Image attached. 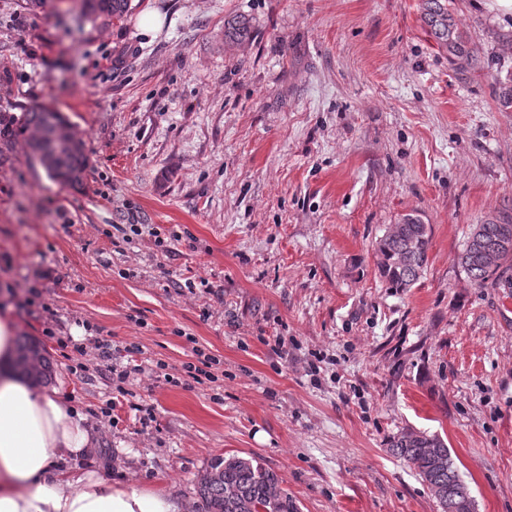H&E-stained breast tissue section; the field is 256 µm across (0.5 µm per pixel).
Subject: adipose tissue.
Instances as JSON below:
<instances>
[{"mask_svg": "<svg viewBox=\"0 0 512 512\" xmlns=\"http://www.w3.org/2000/svg\"><path fill=\"white\" fill-rule=\"evenodd\" d=\"M16 321L0 309V512H186L154 485L113 482L83 468L98 431L57 389L14 367Z\"/></svg>", "mask_w": 512, "mask_h": 512, "instance_id": "ef3b65f1", "label": "adipose tissue"}]
</instances>
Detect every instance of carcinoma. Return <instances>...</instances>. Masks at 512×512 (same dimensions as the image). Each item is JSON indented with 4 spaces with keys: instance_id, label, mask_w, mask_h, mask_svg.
I'll list each match as a JSON object with an SVG mask.
<instances>
[{
    "instance_id": "carcinoma-1",
    "label": "carcinoma",
    "mask_w": 512,
    "mask_h": 512,
    "mask_svg": "<svg viewBox=\"0 0 512 512\" xmlns=\"http://www.w3.org/2000/svg\"><path fill=\"white\" fill-rule=\"evenodd\" d=\"M130 2L81 0V11L88 20L105 23L123 18L130 10ZM422 16L451 54L474 59V50L466 48L454 37L447 0H422ZM251 34V25L244 19H234L224 29L225 40L237 44L250 40ZM69 126L61 113L48 106L29 112L25 117V128L30 132L27 145L46 160L48 175L64 185L77 187L83 183L88 157L81 141L59 147L62 131ZM479 229V242L467 238L460 263L469 280L483 287L498 281L501 267H489L482 251L498 245L504 225L481 224ZM401 231L405 238L419 239V249L403 262L396 251L399 241H386L376 250V265L379 276L389 287L404 291L416 284L427 270L431 231L422 224L410 223L408 217L404 219ZM15 363L18 370L38 381L47 380L51 375L49 360L26 338L18 346ZM391 448L417 470L429 491H440V497L436 499L440 512H448V497L470 496L469 488L461 479L441 437L405 431L393 438ZM197 496L198 512H298L296 503L281 487L275 472L251 459L234 455L211 462L197 483Z\"/></svg>"
}]
</instances>
